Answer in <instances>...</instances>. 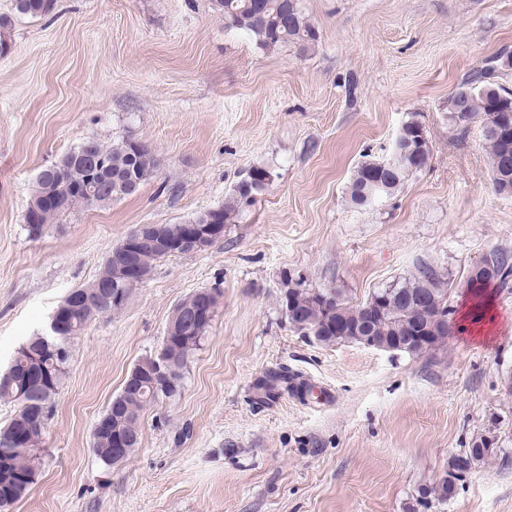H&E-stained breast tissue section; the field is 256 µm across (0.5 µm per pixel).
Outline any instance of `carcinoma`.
Wrapping results in <instances>:
<instances>
[{"label": "carcinoma", "instance_id": "carcinoma-1", "mask_svg": "<svg viewBox=\"0 0 512 512\" xmlns=\"http://www.w3.org/2000/svg\"><path fill=\"white\" fill-rule=\"evenodd\" d=\"M214 13L224 17V27L241 30L260 48L294 44L302 49L318 41V32L299 6V0H210ZM55 0H15L16 12L38 17L54 10ZM496 67L485 65L475 70L456 89L453 97L461 99V108L448 113V119L461 132L480 121L490 158V171L496 192L512 195V121L502 123V118L512 116V91L493 82ZM399 139L404 149L391 163L378 160L363 162L354 171L348 193L353 205L364 207L371 201L389 197L399 190L406 177L422 171L430 157L429 141L425 127L409 118L401 127ZM95 160L104 168L106 184L103 191L88 193L89 181L86 160ZM159 161L147 145L133 140H122L105 146L96 140H87L65 154L60 160L45 168V177L38 181L33 191L25 219L29 235L38 238L47 227L68 210L77 207H107L113 202L130 196L123 185L131 177L142 186L157 171ZM272 183V173L265 168L251 170L247 179L238 184L224 205L194 215L191 224H227L236 218L256 196L266 192ZM167 253L150 244L138 251L137 262L141 282H146L158 260ZM488 273L483 277L486 288L496 285L506 288L512 283V263L507 253L492 250L484 255ZM123 282L121 265L106 260L95 279L74 288L64 302L63 322L67 335L61 339L54 335L37 334L29 337L16 351L11 366L12 379L0 375V401L17 405V410L7 424L0 427V449L12 448L14 452L0 462H7V470L27 477L19 487L7 479L0 481V508L8 510L22 499L36 479L39 455L32 452L45 443L46 427L29 423L25 418L24 402L34 397L40 404L50 406L66 374L71 338L81 333L96 317L122 308L125 299L118 302L99 296L96 290ZM453 282L446 279L432 265L422 263L415 274L379 288L362 303L345 299L338 288H311L301 278H288L287 288L281 299V308L288 324L301 335L320 344L342 342L337 337V327L343 326L354 335L350 342L392 343L418 331L432 340L424 348L409 350L419 355L435 349L445 341L451 331L454 306L448 304ZM209 325L179 328V334L169 336L165 353L174 359L179 370L167 378V383H156L140 397L128 394L119 402V410L107 407L103 416L113 418V426L132 441V447L123 457L139 448L142 439V416L147 407L181 394L184 369L190 357L206 338ZM158 355H150L133 367L137 383L151 382ZM493 442L487 437L474 439L463 454L454 458L447 476L424 493L422 506L432 497L446 501L455 495L457 484L472 465L493 452ZM108 437L93 433V450L106 468L118 464L112 459Z\"/></svg>", "mask_w": 512, "mask_h": 512}]
</instances>
